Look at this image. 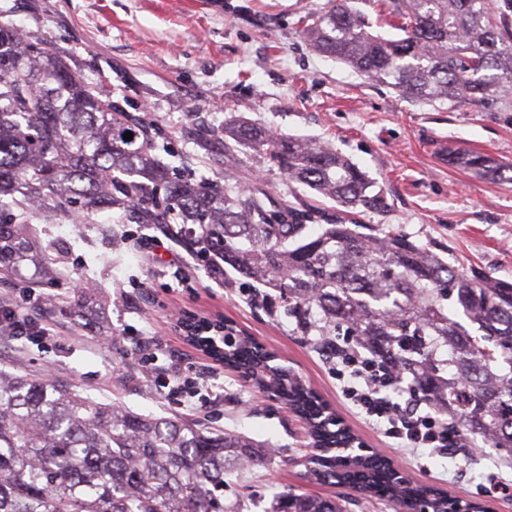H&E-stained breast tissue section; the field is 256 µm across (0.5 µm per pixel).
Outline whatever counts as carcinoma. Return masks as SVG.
<instances>
[{"label": "carcinoma", "instance_id": "carcinoma-1", "mask_svg": "<svg viewBox=\"0 0 512 512\" xmlns=\"http://www.w3.org/2000/svg\"><path fill=\"white\" fill-rule=\"evenodd\" d=\"M397 39L373 35L348 0L304 15L318 53L433 107L512 112V0H390ZM133 139H124L126 132ZM252 146L290 182L336 203V223L308 233L314 214L271 209L245 190L174 176L151 154L145 126L95 96L55 52L0 24V271L26 278L48 268L26 225L51 207L81 223L116 206L137 224H194L203 261L220 258L278 291L303 319L315 311L412 375L431 406L473 440L507 452L512 467V282L480 267L458 271L391 225L374 233L349 222L355 209L384 214L390 203L368 175L320 143L270 134L241 119L224 124V150ZM451 164L512 183V164L481 152L449 153ZM478 326L473 336L446 301ZM197 344L224 366L316 417L311 443L332 446L344 428L320 415L313 392L278 374L247 336ZM448 347L452 378L437 350ZM259 456L257 444L176 420L94 407L47 381L0 374V512H224V474ZM316 480L357 485L367 495L416 503L434 489L397 480L385 461L314 462ZM273 512H341L306 492L277 496Z\"/></svg>", "mask_w": 512, "mask_h": 512}]
</instances>
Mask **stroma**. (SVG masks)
<instances>
[{
  "mask_svg": "<svg viewBox=\"0 0 512 512\" xmlns=\"http://www.w3.org/2000/svg\"><path fill=\"white\" fill-rule=\"evenodd\" d=\"M323 0H0V22L47 40L95 92L119 105L130 122L158 129L155 157L195 181L236 180L273 202L330 210L333 202L288 182L262 155L241 146L225 159L221 132L241 116L292 137L321 141L384 189L391 209L355 214L357 223L389 224L449 266L483 268L512 282V184L451 165L449 148L512 162V112L434 108L411 102L347 65L315 52L299 19ZM29 233L52 248L53 275L33 283L27 308L56 310L55 335L37 343L0 339V372L80 393L100 406L197 424L267 445L270 453L224 477L226 512H270L276 495L301 490L335 498L344 512H394L383 500L352 497L346 487L307 480L288 460L309 440L298 417L253 389L236 372L219 379L209 360L175 328L176 311L221 318L287 360L359 438L403 466L416 482L472 500L504 495L486 487L512 483V468L482 442L441 453L405 448L385 437L343 398L336 364L319 342L323 325L303 328L275 291L229 271L216 287L204 265L182 274L157 243V226L132 223L121 209L93 223L46 217Z\"/></svg>",
  "mask_w": 512,
  "mask_h": 512,
  "instance_id": "stroma-1",
  "label": "stroma"
}]
</instances>
